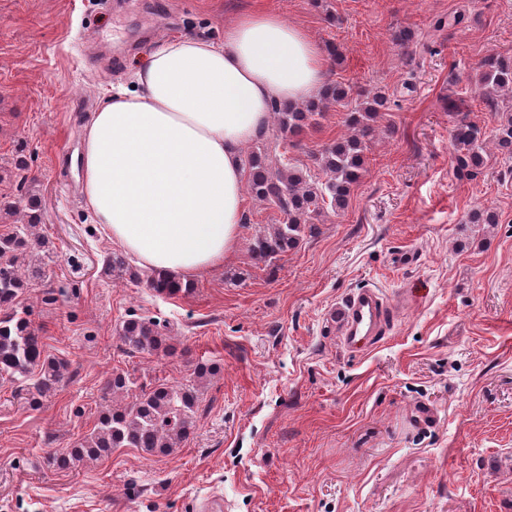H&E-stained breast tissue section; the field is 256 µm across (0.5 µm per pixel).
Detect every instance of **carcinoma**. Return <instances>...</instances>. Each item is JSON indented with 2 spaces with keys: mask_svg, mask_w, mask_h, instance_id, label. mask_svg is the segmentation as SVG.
I'll return each mask as SVG.
<instances>
[{
  "mask_svg": "<svg viewBox=\"0 0 512 512\" xmlns=\"http://www.w3.org/2000/svg\"><path fill=\"white\" fill-rule=\"evenodd\" d=\"M479 96L491 109L498 98H512V60L493 58L484 63L476 83ZM344 103L347 126L353 134L324 147L319 157L321 175L297 166L288 157V141L299 135L325 104ZM388 109V98L376 93L362 100H348L339 85L324 89L320 98L296 105L274 106L277 134L269 139L260 133L255 150L241 159L247 188L259 202L277 209L281 220L271 224L254 240L252 253L260 262H270L296 247L306 226L328 211L343 210L351 188L364 170L367 141L381 112ZM499 147L512 154V115L494 130ZM452 144L457 170L474 177L483 164V134L472 122H460ZM33 225L16 226L0 235V378L27 381L29 404L37 407L53 393L67 371V363L45 349L36 332L30 312L21 300L32 281L41 274L37 264L21 270L20 257L41 251L45 240L31 232ZM103 275L114 280L138 276L126 257L111 252L104 260ZM150 287L165 297L188 293L192 284L156 273L147 275ZM119 339L129 354L166 357L175 351L173 338L159 322L135 314L128 315L119 328ZM214 375L211 364L199 361L185 383L164 381L137 383L123 370L113 371L105 391L113 405L101 410L89 433L74 448L60 452L59 464L74 465L84 457H105L116 448H137L148 455H165L181 443L194 427L199 409V387Z\"/></svg>",
  "mask_w": 512,
  "mask_h": 512,
  "instance_id": "carcinoma-1",
  "label": "carcinoma"
}]
</instances>
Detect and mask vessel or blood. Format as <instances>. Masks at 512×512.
Here are the masks:
<instances>
[{
    "label": "vessel or blood",
    "mask_w": 512,
    "mask_h": 512,
    "mask_svg": "<svg viewBox=\"0 0 512 512\" xmlns=\"http://www.w3.org/2000/svg\"><path fill=\"white\" fill-rule=\"evenodd\" d=\"M390 307L374 288L353 291L339 308L337 323L345 350L363 353L378 344Z\"/></svg>",
    "instance_id": "obj_1"
}]
</instances>
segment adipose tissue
I'll return each mask as SVG.
<instances>
[{
	"instance_id": "adipose-tissue-1",
	"label": "adipose tissue",
	"mask_w": 512,
	"mask_h": 512,
	"mask_svg": "<svg viewBox=\"0 0 512 512\" xmlns=\"http://www.w3.org/2000/svg\"><path fill=\"white\" fill-rule=\"evenodd\" d=\"M325 78L322 46L264 9L238 15L220 43H158L133 89L113 92L86 129L82 194L95 222L163 275L222 263L240 237L241 147L274 104L309 98Z\"/></svg>"
}]
</instances>
